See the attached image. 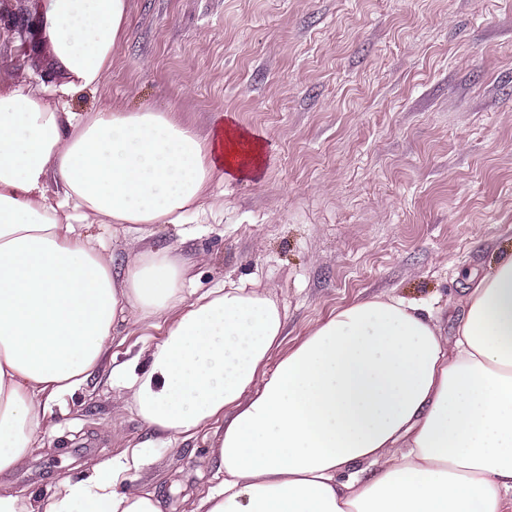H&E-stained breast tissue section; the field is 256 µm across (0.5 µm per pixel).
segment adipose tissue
Here are the masks:
<instances>
[{
  "label": "adipose tissue",
  "mask_w": 512,
  "mask_h": 512,
  "mask_svg": "<svg viewBox=\"0 0 512 512\" xmlns=\"http://www.w3.org/2000/svg\"><path fill=\"white\" fill-rule=\"evenodd\" d=\"M66 74L0 94V472L108 359L119 328L164 327L126 400L154 432L214 424L216 482L192 512H512V256L469 280L452 335L382 294L314 325L279 361L287 314L266 292L195 295L151 241L202 213L227 176L259 178L263 146L233 123L200 136L171 112H78L126 36L127 0H43ZM135 225L119 260L99 230ZM125 450L47 500L0 492V512H164Z\"/></svg>",
  "instance_id": "1"
}]
</instances>
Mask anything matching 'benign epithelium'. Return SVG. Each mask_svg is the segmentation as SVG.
<instances>
[{
	"instance_id": "benign-epithelium-1",
	"label": "benign epithelium",
	"mask_w": 512,
	"mask_h": 512,
	"mask_svg": "<svg viewBox=\"0 0 512 512\" xmlns=\"http://www.w3.org/2000/svg\"><path fill=\"white\" fill-rule=\"evenodd\" d=\"M38 6L39 0H0V60L18 58L50 83L56 77L41 65L39 50L46 20Z\"/></svg>"
}]
</instances>
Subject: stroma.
I'll list each match as a JSON object with an SVG mask.
<instances>
[{"label": "stroma", "instance_id": "35a3bbf8", "mask_svg": "<svg viewBox=\"0 0 512 512\" xmlns=\"http://www.w3.org/2000/svg\"><path fill=\"white\" fill-rule=\"evenodd\" d=\"M74 106L169 109L203 135L231 119L263 141L260 178L212 184V214L154 239L197 291H269L287 312L284 353L380 294L431 304L452 328L470 275L512 250V0H128L108 77ZM163 335L122 329L112 367ZM40 437L1 491L49 497L137 445L138 484L166 512H191L212 481L210 429L158 441L105 374Z\"/></svg>", "mask_w": 512, "mask_h": 512}]
</instances>
